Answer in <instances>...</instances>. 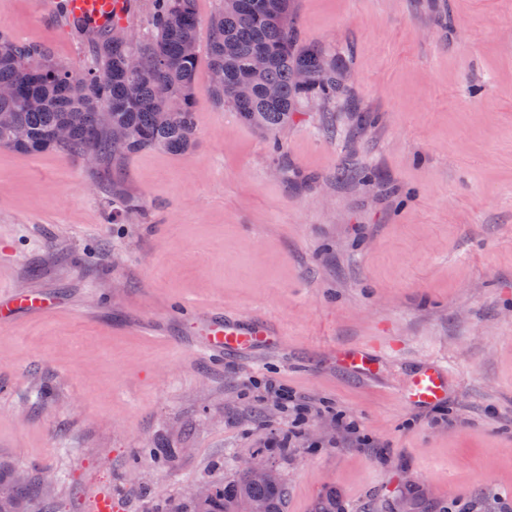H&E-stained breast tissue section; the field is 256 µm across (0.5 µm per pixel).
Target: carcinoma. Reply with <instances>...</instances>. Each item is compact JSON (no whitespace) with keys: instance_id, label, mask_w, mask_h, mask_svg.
Masks as SVG:
<instances>
[{"instance_id":"1","label":"carcinoma","mask_w":512,"mask_h":512,"mask_svg":"<svg viewBox=\"0 0 512 512\" xmlns=\"http://www.w3.org/2000/svg\"><path fill=\"white\" fill-rule=\"evenodd\" d=\"M210 72L206 91L221 106L271 134L288 125L301 100L328 103L341 93L343 77L336 61L319 46L297 49L290 32V0H219L210 22ZM196 0H146V25L134 38L128 26L99 30L83 23L74 31L89 47L82 67L74 68L48 48L21 42L0 32V148L20 152L56 151L82 156L93 151L98 161L116 157L112 132L128 135L125 154L162 148L181 154L196 142L197 55L185 46L197 42ZM266 57L262 73L254 58ZM308 72L304 85L296 80ZM248 83L247 98L236 95ZM274 88L276 96L268 97ZM25 131L15 141L16 129ZM65 129V142L55 132ZM38 492L29 477L10 473L0 483V512H18ZM286 488L279 472L254 481L245 472L222 486L208 488L195 512H240L248 503L255 512H284Z\"/></svg>"}]
</instances>
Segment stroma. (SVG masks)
Listing matches in <instances>:
<instances>
[{"mask_svg":"<svg viewBox=\"0 0 512 512\" xmlns=\"http://www.w3.org/2000/svg\"><path fill=\"white\" fill-rule=\"evenodd\" d=\"M298 47L345 91L277 137L195 102L196 144L93 166L0 149V285L55 301L0 329V465L49 499L28 512H191L258 456L285 512H500L512 498V0H293ZM0 30L72 66L43 0ZM278 327L277 348L209 357L200 310ZM374 345L379 376L337 367ZM426 361L448 396L405 405ZM275 381L312 414L292 418ZM358 422L367 444L334 418ZM175 451L173 463L151 456Z\"/></svg>","mask_w":512,"mask_h":512,"instance_id":"obj_1","label":"stroma"}]
</instances>
